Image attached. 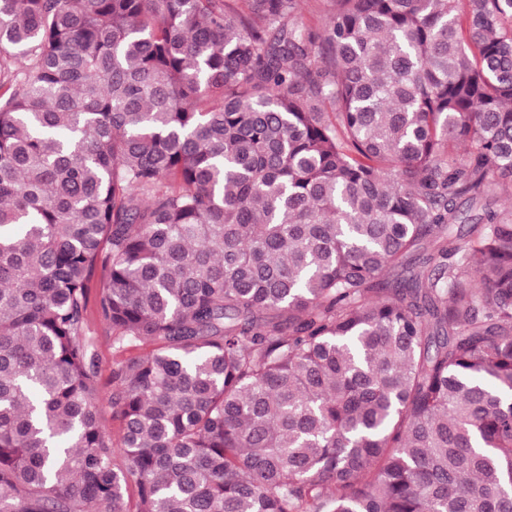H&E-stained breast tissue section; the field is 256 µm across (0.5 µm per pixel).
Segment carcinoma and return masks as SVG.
I'll return each mask as SVG.
<instances>
[{
	"instance_id": "carcinoma-1",
	"label": "carcinoma",
	"mask_w": 512,
	"mask_h": 512,
	"mask_svg": "<svg viewBox=\"0 0 512 512\" xmlns=\"http://www.w3.org/2000/svg\"><path fill=\"white\" fill-rule=\"evenodd\" d=\"M298 7L0 0V512H512V0ZM297 22L311 29H318L324 23L328 2L326 0H300ZM100 291L98 278H95L91 283L89 291V306L87 312V319L84 324L85 335L88 336L94 343L95 349L99 356L100 366V407L102 414V421L110 434L116 431L118 423L112 420V381L111 371L112 363L115 360L122 359L129 355L128 352H121L112 349V331L107 330L106 327L99 321L96 300Z\"/></svg>"
}]
</instances>
